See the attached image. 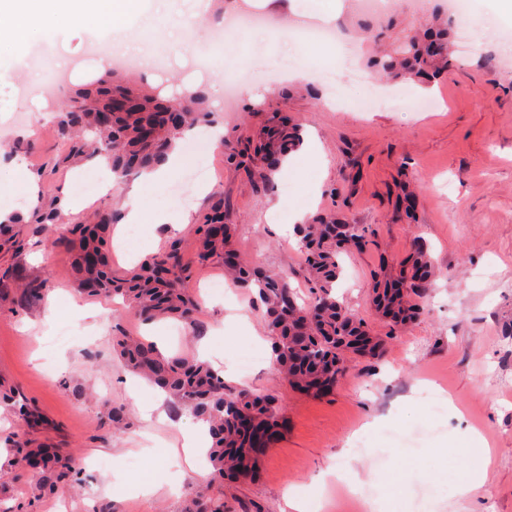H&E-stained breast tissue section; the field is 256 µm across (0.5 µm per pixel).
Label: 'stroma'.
<instances>
[{"label":"stroma","mask_w":512,"mask_h":512,"mask_svg":"<svg viewBox=\"0 0 512 512\" xmlns=\"http://www.w3.org/2000/svg\"><path fill=\"white\" fill-rule=\"evenodd\" d=\"M440 0H387L381 14L355 11L339 0L336 21L347 34L367 85L333 88L322 71L335 68L337 51L308 52L291 28L317 24L320 0H164L142 18L101 38L140 54L165 53V70H142L136 80L170 97L204 91L214 104L224 143L205 152L186 148L171 175L180 181L204 167L212 191L180 199L168 190L140 187L139 175L119 177L111 195L97 196L102 179L93 162L67 168L53 117L61 92L53 73L66 69L67 86L95 81L108 63L90 56L91 35L72 29L36 32L21 53L0 48V208L25 213L31 201L24 179L41 175L42 192L68 199L79 178L94 209L124 216L130 204L145 214L187 211L199 217L216 196L224 198V221L234 225L239 263L286 273L301 302H310L304 256L283 228L295 216L322 215L369 229L365 245L342 256L334 293L382 340L373 358H357L332 391L314 396L292 389L275 365L249 371L240 363L253 350L270 352L264 309L253 292L228 286L209 298V284L224 276V261L198 260L195 226L179 235L181 260L192 271L201 307L193 320L155 323L150 340L167 355L203 357L234 390L276 393L282 422L257 457L251 476L231 489L209 476L207 459L190 456L175 422L188 408L166 403L167 420L143 418L129 393L130 372L112 351L114 328L140 332L135 310L115 300L79 292L75 252L65 234L49 225L26 232L19 253H0V272L15 268L27 279L59 291L56 311L46 297L0 304V512H185L190 500L217 494L224 512H289L288 493L309 497L310 512H353L362 501L376 512H512V49L496 38L502 26L492 0H478L485 19L480 55L464 58L449 40L452 69L431 78L436 92L422 97L407 81L388 78L379 60L431 20L452 27ZM264 17L268 30L225 42L223 59L210 73L195 69L182 46L192 26L197 49L227 14ZM308 76L286 79L298 60ZM247 71L251 81L232 101L223 99L224 75ZM39 76L41 93L28 99L18 83ZM387 86L399 102L371 112L364 103ZM286 113L300 132H315L322 163L267 182L252 171L266 168L276 147L270 128ZM26 152L10 150L17 138ZM425 241L440 268L418 318L390 326L371 303L372 275L381 261L399 263ZM119 411V425L109 412ZM477 431L495 451L484 484L457 494L467 470L461 448ZM63 448L76 476L55 484L53 472L32 475L15 459L20 445ZM451 447L445 458L433 449ZM359 476L362 495L337 493V476Z\"/></svg>","instance_id":"35a3bbf8"}]
</instances>
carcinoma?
<instances>
[{"label":"carcinoma","mask_w":512,"mask_h":512,"mask_svg":"<svg viewBox=\"0 0 512 512\" xmlns=\"http://www.w3.org/2000/svg\"><path fill=\"white\" fill-rule=\"evenodd\" d=\"M448 53L440 40L425 41L414 36L400 43L395 55L422 75L434 57ZM125 99L122 112L111 111L112 98ZM211 114L205 97L198 91L163 98L155 90H140L119 72L109 69L89 88L63 91L56 115L59 131L68 138L66 163H78L95 156L109 159L113 171L127 173L157 165L176 148L177 140L190 127ZM62 220L58 199L49 197L33 211L32 224H56ZM77 266L83 272L80 289L90 296L100 292L121 295L133 304L145 322L161 318H184L195 312L187 283L189 268L180 263L179 242L151 257L123 275L112 272L106 251V232L112 214L103 212L82 220ZM202 240L201 261L224 255L230 241V228L224 224V202L213 203L199 219L196 228ZM306 253L309 281L315 301L302 306L288 283V275L244 267L227 258L229 274L241 287L254 288L265 308L276 363L282 377L298 389L301 376L321 377L338 382L346 372L345 354L349 337L358 335L365 323L336 299L333 289L342 272V254L360 247L366 229L360 224H337L320 219L298 228ZM0 240L20 246V231L15 218L0 222ZM436 270L427 247L421 245L410 266L397 271L384 270V276L400 278L407 290L389 297L377 292L375 305L397 325L412 320L419 311L420 299ZM112 346L132 371L150 379L175 401L187 405L209 424L211 446L208 451L214 473L241 475L254 457L253 437L243 433L239 421L253 418L259 429L268 432L277 424L278 402L272 395L236 393L227 388L224 377L199 359L164 357L156 348L137 336L118 332ZM36 468L56 473L58 482L70 480L71 470L61 461H51L48 453L27 455ZM188 512H224V501L195 500Z\"/></svg>","instance_id":"carcinoma-1"}]
</instances>
